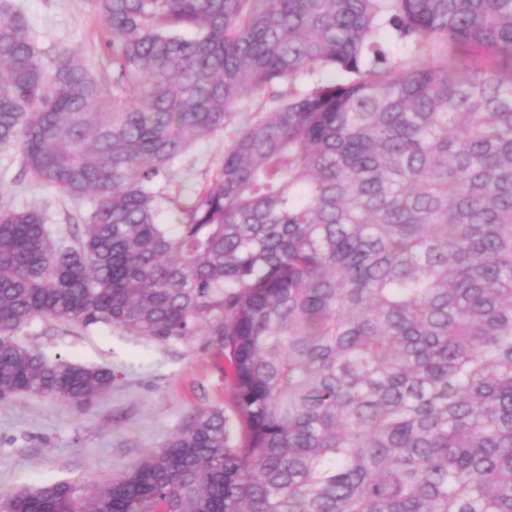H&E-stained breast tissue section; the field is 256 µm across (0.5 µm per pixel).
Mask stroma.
<instances>
[{
  "mask_svg": "<svg viewBox=\"0 0 512 512\" xmlns=\"http://www.w3.org/2000/svg\"><path fill=\"white\" fill-rule=\"evenodd\" d=\"M40 46L67 45L104 77L112 53L97 38L100 22L84 0H20ZM224 133L194 143L169 182L190 195L224 157ZM0 204L49 205L52 221H66L67 202L41 187L16 164L0 159ZM48 359L111 368L112 387L86 404L25 394L0 401V492L49 482L80 488L116 478L149 452L163 448L188 415L220 407L236 416L231 393L203 337L162 345L111 327L85 332L56 321H35L18 334ZM240 432V424L232 426Z\"/></svg>",
  "mask_w": 512,
  "mask_h": 512,
  "instance_id": "1",
  "label": "stroma"
}]
</instances>
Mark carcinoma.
Segmentation results:
<instances>
[{
    "label": "carcinoma",
    "instance_id": "1",
    "mask_svg": "<svg viewBox=\"0 0 512 512\" xmlns=\"http://www.w3.org/2000/svg\"><path fill=\"white\" fill-rule=\"evenodd\" d=\"M86 5L110 83L0 0V152L77 209L0 205V400L112 387L20 343L37 320L202 336L243 436L198 411L11 512H512V0ZM224 131L194 143L184 162L175 167L170 177L169 190L183 197L191 194L193 188L205 176L214 172L224 158ZM184 166L190 167L188 172Z\"/></svg>",
    "mask_w": 512,
    "mask_h": 512
}]
</instances>
